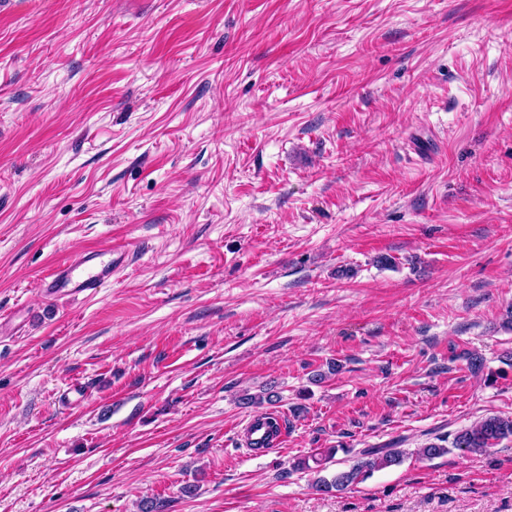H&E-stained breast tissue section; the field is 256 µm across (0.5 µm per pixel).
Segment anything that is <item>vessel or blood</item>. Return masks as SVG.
<instances>
[{
  "label": "vessel or blood",
  "instance_id": "vessel-or-blood-1",
  "mask_svg": "<svg viewBox=\"0 0 512 512\" xmlns=\"http://www.w3.org/2000/svg\"><path fill=\"white\" fill-rule=\"evenodd\" d=\"M131 252L123 245H113L104 250H90L58 265L44 279L42 288L47 295H93L104 283L124 271L130 264ZM242 442L252 447L267 442L269 447L281 448L287 442L285 432L269 436L260 415L250 416L242 428Z\"/></svg>",
  "mask_w": 512,
  "mask_h": 512
}]
</instances>
